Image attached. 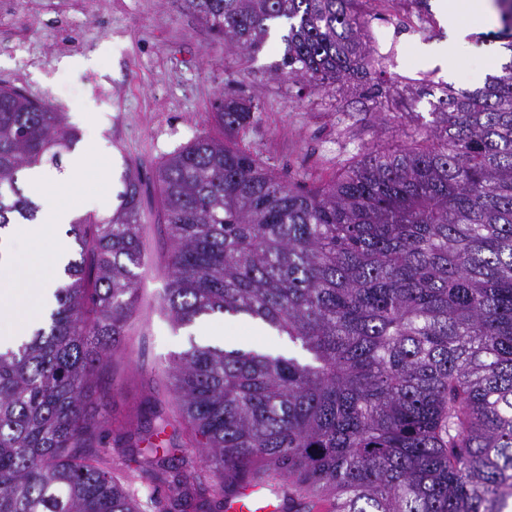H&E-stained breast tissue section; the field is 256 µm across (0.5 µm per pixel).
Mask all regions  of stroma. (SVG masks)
Returning <instances> with one entry per match:
<instances>
[{
	"label": "stroma",
	"mask_w": 512,
	"mask_h": 512,
	"mask_svg": "<svg viewBox=\"0 0 512 512\" xmlns=\"http://www.w3.org/2000/svg\"><path fill=\"white\" fill-rule=\"evenodd\" d=\"M360 9L379 44L394 47L402 76L431 70L436 80L472 90L480 85L476 73L487 71L499 50L495 43L450 49L448 22L440 15L431 36L423 37L397 30L405 11L389 0H363ZM443 48L450 65L432 70L421 52ZM282 54L275 32L254 61H241L184 10L182 0H0V85L66 112L80 138L97 134L114 171L113 192L122 190L125 170L142 178L150 259L139 271V314L124 349L97 370L91 395L93 406L109 411L113 430L127 428L155 392L164 394L170 418L178 416L166 394L165 370L187 335L157 306L171 241L154 172L196 136L223 137L214 114L219 97L236 93L260 101L261 112L238 142L275 176L297 185L331 180L362 149L405 140L407 120L357 95L271 78ZM75 56L92 59V66L59 70L62 58Z\"/></svg>",
	"instance_id": "stroma-1"
}]
</instances>
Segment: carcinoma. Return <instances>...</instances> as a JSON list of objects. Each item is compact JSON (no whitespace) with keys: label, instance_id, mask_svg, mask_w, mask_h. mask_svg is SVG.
<instances>
[{"label":"carcinoma","instance_id":"obj_1","mask_svg":"<svg viewBox=\"0 0 512 512\" xmlns=\"http://www.w3.org/2000/svg\"><path fill=\"white\" fill-rule=\"evenodd\" d=\"M423 33L428 0H407ZM509 52L483 86L385 79L394 50L363 40L359 0H183L251 61L282 35L273 75L314 90L389 92L431 120L410 143L357 154L332 180L294 186L208 136L156 169L172 242L159 307L177 328L214 313L256 320L292 353L190 342L170 392L189 432L123 474L90 415L97 368L124 348L146 265L142 182L127 171L108 217L66 231L77 246L49 323L0 349V512H221L259 486L288 512H507L512 505V0H496ZM224 136L260 111L214 105ZM78 133L66 113L0 86V228L41 206L19 185L59 166ZM148 401L118 453L171 425ZM191 448L205 450L197 464Z\"/></svg>","mask_w":512,"mask_h":512}]
</instances>
